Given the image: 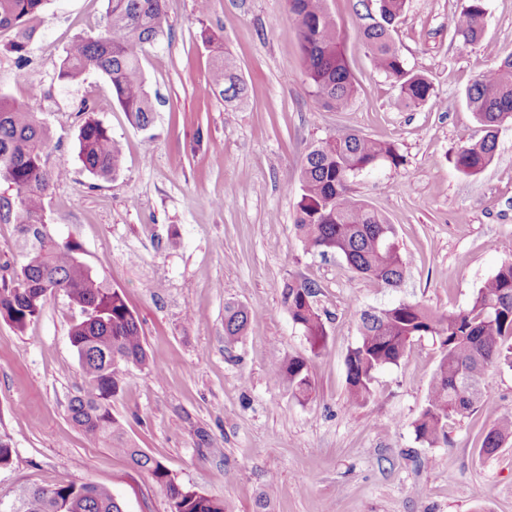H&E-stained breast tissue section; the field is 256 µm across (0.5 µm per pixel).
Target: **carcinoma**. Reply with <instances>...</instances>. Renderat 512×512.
<instances>
[{
  "label": "carcinoma",
  "mask_w": 512,
  "mask_h": 512,
  "mask_svg": "<svg viewBox=\"0 0 512 512\" xmlns=\"http://www.w3.org/2000/svg\"><path fill=\"white\" fill-rule=\"evenodd\" d=\"M380 20L363 28V43L376 68L399 89L406 107L422 104L433 90L422 74L406 68L391 31L405 11L406 0H376ZM49 0H0V29L13 30L9 52L23 60ZM298 30L305 82L327 109L343 111L357 86L343 49V38L327 0H288ZM165 0H106L102 29L71 41L56 80L78 81L97 72L109 83L112 97L139 129L154 121L141 62L148 47L163 36ZM486 0H465L453 19L454 35L466 45L484 39ZM496 65L466 90L467 107L484 135L458 149L457 170L482 173L493 159L502 124L512 121V52L503 56L487 47ZM211 87L237 106L247 100V85L228 58L217 57L209 71ZM84 104L77 141L85 171L106 180L120 167L122 150L102 121ZM51 136L37 113L0 93V181L12 188L0 196V222L15 225L16 265L0 277V317L19 330L40 316L47 297L63 294L82 314L70 329L71 344L84 373L79 395L70 399L73 423L86 434L111 442L132 465L165 488L170 512H226L224 502L181 483L164 465L124 441L112 415V399L124 385V367H149L138 320L124 296L110 288L81 257L79 245L50 230L45 200L51 184L64 172L47 166ZM402 156L394 144L346 131L312 144L300 171V200L294 230L307 250L342 256L357 273L387 288L402 286L407 261L393 225L354 188L356 179L379 165L398 167ZM318 285L293 278L282 296L293 322L311 347L324 344L326 324L316 303ZM251 310L240 303L224 306V337L243 335ZM429 336L439 344L440 361L429 383L426 404L413 423L416 438L430 446L448 438V423L487 407L483 382L488 372L512 368V259L505 260L459 311H440L420 302L400 301L360 314L359 338L345 358L348 405L356 408L373 396L375 374L401 364L414 342ZM270 372L299 401L311 398L314 381L306 359H275ZM512 437V414L483 435L481 451L490 454ZM12 512H122L112 493L94 483L38 487L21 494Z\"/></svg>",
  "instance_id": "cac0c4a2"
}]
</instances>
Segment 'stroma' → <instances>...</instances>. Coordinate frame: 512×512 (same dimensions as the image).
Returning a JSON list of instances; mask_svg holds the SVG:
<instances>
[{"mask_svg": "<svg viewBox=\"0 0 512 512\" xmlns=\"http://www.w3.org/2000/svg\"><path fill=\"white\" fill-rule=\"evenodd\" d=\"M485 38L512 52V0H486ZM463 0H407L393 39L405 65L427 76L431 96L408 110L361 40L362 0H329L358 92L342 112L321 107L304 81L287 0H166L164 36L142 65L156 109L134 127L108 82L87 73L60 86L69 43L97 33L105 0H51L30 45L26 80L0 31V92L28 103L49 129L48 166L65 168L46 200L53 232L75 240L84 260L125 297L137 317L148 369L128 366L112 402L130 443L181 482L224 500L229 512H512V438L482 453L484 432L512 413V369L491 370L496 400L456 419L450 443L416 440L441 357L431 338L378 371L374 397L349 407L345 356L361 310L419 301L442 311L469 306L512 258V123L476 176L454 166L458 148L483 132L465 103L468 86L494 64L463 45L452 18ZM227 53L248 90L225 104L208 83L212 57ZM93 116L122 148L118 172L99 180L78 157L77 111ZM356 130L393 143L399 167L361 175L358 194L393 224L408 261L401 288L364 278L337 254L307 252L293 229L301 163L320 139ZM320 287L327 336L312 349L283 303L288 278ZM251 318L224 339V304ZM74 312L47 297L25 330L0 318V432L13 464L0 470V504L25 488L108 486L123 512H168L163 489L109 445L87 436L67 404L83 375L70 342ZM307 359L312 397L296 401L269 373L276 358Z\"/></svg>", "mask_w": 512, "mask_h": 512, "instance_id": "obj_1", "label": "stroma"}]
</instances>
